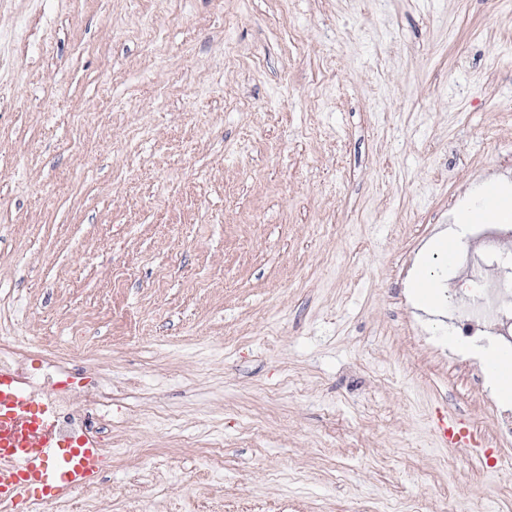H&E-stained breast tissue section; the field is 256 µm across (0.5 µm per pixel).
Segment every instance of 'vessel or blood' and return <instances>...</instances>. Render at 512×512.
Wrapping results in <instances>:
<instances>
[{
  "label": "vessel or blood",
  "instance_id": "b4317fda",
  "mask_svg": "<svg viewBox=\"0 0 512 512\" xmlns=\"http://www.w3.org/2000/svg\"><path fill=\"white\" fill-rule=\"evenodd\" d=\"M45 405L0 377V503L57 499L96 483L105 457L97 443L54 438Z\"/></svg>",
  "mask_w": 512,
  "mask_h": 512
}]
</instances>
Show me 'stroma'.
Masks as SVG:
<instances>
[{"label": "stroma", "mask_w": 512, "mask_h": 512, "mask_svg": "<svg viewBox=\"0 0 512 512\" xmlns=\"http://www.w3.org/2000/svg\"><path fill=\"white\" fill-rule=\"evenodd\" d=\"M509 181L512 0H0V342L112 384L80 512H512L479 293L412 288ZM413 288L416 299L423 308L431 309L438 305L432 266L423 267L420 276L413 283Z\"/></svg>", "instance_id": "1"}]
</instances>
